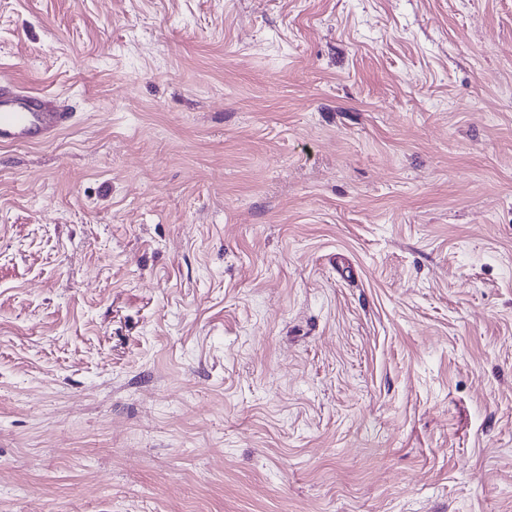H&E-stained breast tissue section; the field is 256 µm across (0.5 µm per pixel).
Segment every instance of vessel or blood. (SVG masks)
<instances>
[{"label":"vessel or blood","mask_w":512,"mask_h":512,"mask_svg":"<svg viewBox=\"0 0 512 512\" xmlns=\"http://www.w3.org/2000/svg\"><path fill=\"white\" fill-rule=\"evenodd\" d=\"M73 123L71 113L57 111L43 95L0 83V146L41 144Z\"/></svg>","instance_id":"obj_1"}]
</instances>
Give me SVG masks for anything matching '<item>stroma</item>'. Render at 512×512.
Returning a JSON list of instances; mask_svg holds the SVG:
<instances>
[{
  "instance_id": "1",
  "label": "stroma",
  "mask_w": 512,
  "mask_h": 512,
  "mask_svg": "<svg viewBox=\"0 0 512 512\" xmlns=\"http://www.w3.org/2000/svg\"><path fill=\"white\" fill-rule=\"evenodd\" d=\"M0 512H512V0H0ZM73 124L70 112H59L40 94L0 83V146L39 145Z\"/></svg>"
}]
</instances>
